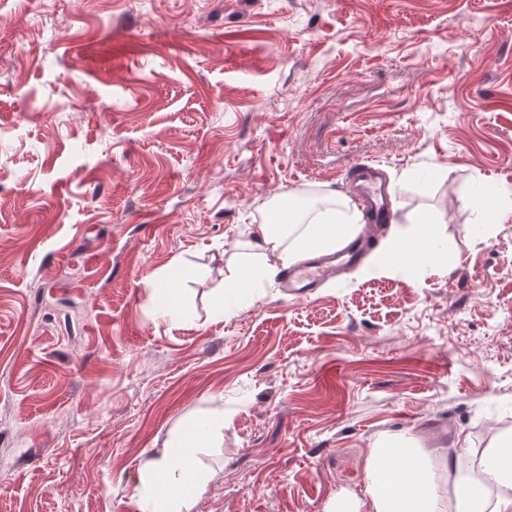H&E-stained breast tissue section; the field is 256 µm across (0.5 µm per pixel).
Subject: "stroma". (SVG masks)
Wrapping results in <instances>:
<instances>
[{
  "instance_id": "1",
  "label": "stroma",
  "mask_w": 512,
  "mask_h": 512,
  "mask_svg": "<svg viewBox=\"0 0 512 512\" xmlns=\"http://www.w3.org/2000/svg\"><path fill=\"white\" fill-rule=\"evenodd\" d=\"M381 168L443 267L280 278L227 252ZM512 0H0V512H143L145 459L223 414L191 512H331L380 438L512 432ZM186 269L174 326L154 274Z\"/></svg>"
}]
</instances>
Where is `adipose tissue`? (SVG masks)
Instances as JSON below:
<instances>
[{"label": "adipose tissue", "mask_w": 512, "mask_h": 512, "mask_svg": "<svg viewBox=\"0 0 512 512\" xmlns=\"http://www.w3.org/2000/svg\"><path fill=\"white\" fill-rule=\"evenodd\" d=\"M358 230L338 209L319 212L306 224L292 214L284 224L253 225L251 252L226 264L223 293L245 301L254 282L275 276L306 251H334ZM375 261L440 265L445 252L434 223L421 217L408 229L394 230ZM223 439V415H210L181 428L158 455L147 459L142 480L150 512H190L208 481L195 451L220 446ZM365 473L363 493L348 496L345 512H512V433L483 449L476 476L463 471L460 456L436 461L425 449L393 441L369 448Z\"/></svg>", "instance_id": "obj_1"}]
</instances>
